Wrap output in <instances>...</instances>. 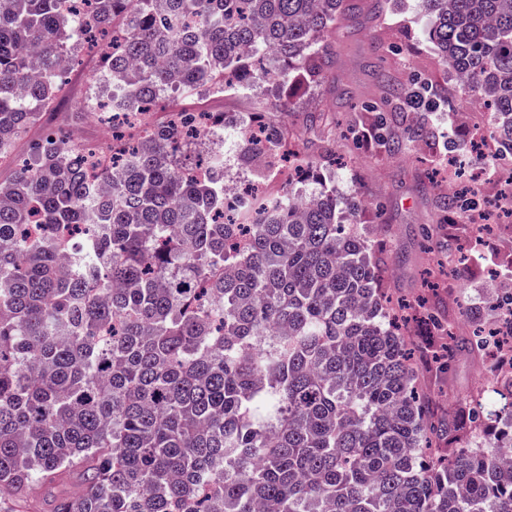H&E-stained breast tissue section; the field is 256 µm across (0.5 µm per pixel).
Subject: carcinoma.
Masks as SVG:
<instances>
[{
  "label": "carcinoma",
  "mask_w": 512,
  "mask_h": 512,
  "mask_svg": "<svg viewBox=\"0 0 512 512\" xmlns=\"http://www.w3.org/2000/svg\"><path fill=\"white\" fill-rule=\"evenodd\" d=\"M390 0H0V159L53 110L77 51L101 54L113 113L184 92L289 99L336 64L357 2ZM425 32L460 85L488 100L512 154V0H422ZM224 81H216L217 74ZM390 105L438 92L391 73ZM177 123L125 148L99 186L80 142L49 130L0 184V495L50 512H512V377L440 419L417 393L413 354L440 367L484 356L477 311L461 338L434 312L419 338L391 318L383 249L324 171L276 125L236 121L241 157L320 167L292 193L224 205V153L198 177L188 156L224 137ZM380 122L390 156L419 129ZM472 202L444 193L439 208Z\"/></svg>",
  "instance_id": "obj_1"
}]
</instances>
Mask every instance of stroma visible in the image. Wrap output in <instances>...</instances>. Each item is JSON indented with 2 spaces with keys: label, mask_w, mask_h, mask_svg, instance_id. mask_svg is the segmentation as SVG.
<instances>
[{
  "label": "stroma",
  "mask_w": 512,
  "mask_h": 512,
  "mask_svg": "<svg viewBox=\"0 0 512 512\" xmlns=\"http://www.w3.org/2000/svg\"><path fill=\"white\" fill-rule=\"evenodd\" d=\"M424 18L413 0H392L379 25L355 17L336 35V68L328 83L312 88L283 103L269 87L256 83L243 93L197 91L178 96L181 108L193 112H250L260 109L261 119L294 133V144L313 153L324 138L334 136L342 167L330 174L337 191L355 197L367 209L358 220L367 236L381 240L386 251L388 274L385 293L417 311L430 298L438 313L455 323L457 336L471 330L470 309H484L487 322L496 315L485 308L489 297L512 286V254L506 253L491 231L478 230L473 212L446 215L434 200L443 191L448 153L470 139L473 126L463 120L471 97L454 75L441 65L423 35ZM72 70L70 104L45 115L15 143V154L27 156L31 145L46 127H54L74 140L101 143V131L89 122L72 120L91 90L99 86L100 62L94 50L82 48ZM396 71L402 79L434 78L446 89L425 114L428 135L414 144L406 158L389 157L361 143L377 115L363 111L364 102L375 100L381 69ZM324 112L325 125L307 128V112ZM464 249L467 260L457 264L451 249ZM419 388L439 413L454 412L457 405L492 383L489 366L469 355L455 358L450 368L419 363Z\"/></svg>",
  "instance_id": "1"
}]
</instances>
